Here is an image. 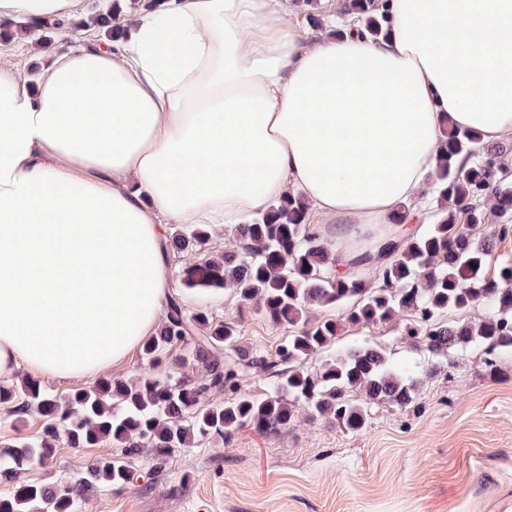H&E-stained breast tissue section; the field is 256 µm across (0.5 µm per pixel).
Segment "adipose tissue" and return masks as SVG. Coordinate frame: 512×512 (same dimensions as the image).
I'll return each instance as SVG.
<instances>
[{
	"label": "adipose tissue",
	"mask_w": 512,
	"mask_h": 512,
	"mask_svg": "<svg viewBox=\"0 0 512 512\" xmlns=\"http://www.w3.org/2000/svg\"><path fill=\"white\" fill-rule=\"evenodd\" d=\"M388 3L379 41L307 45L282 0H169L60 46L36 86L0 59V378L121 364L169 302L168 225L239 224L292 186L346 256L421 195L446 123L512 138V0Z\"/></svg>",
	"instance_id": "ef3b65f1"
}]
</instances>
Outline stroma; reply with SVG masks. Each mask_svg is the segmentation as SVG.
<instances>
[{
  "instance_id": "obj_1",
  "label": "stroma",
  "mask_w": 512,
  "mask_h": 512,
  "mask_svg": "<svg viewBox=\"0 0 512 512\" xmlns=\"http://www.w3.org/2000/svg\"><path fill=\"white\" fill-rule=\"evenodd\" d=\"M347 2L285 0V8L289 23L311 44L358 25ZM13 28L18 36L0 41V58L37 81L53 57V44L44 40L50 29L29 30L19 19ZM234 245L226 228L214 226L193 253L169 248L171 290L188 311L239 321L242 348L275 354L291 327L243 307L232 291L202 294L180 282L187 262ZM402 327L399 318L347 327L333 350L376 343L394 360L426 367L431 356L413 348ZM448 359L452 369L427 377L412 406H375L360 432H345L300 406L293 424L277 432L243 428L227 439L212 436L176 449L162 466L147 455L125 460L133 480L98 486L82 500V512H512V351L490 353L475 344L450 349ZM145 373L194 379L202 367L176 345L160 365L136 350L111 371L124 378ZM101 458L121 459V450L109 440L61 448L49 467L28 469L24 478L66 487Z\"/></svg>"
}]
</instances>
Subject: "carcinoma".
<instances>
[{
  "label": "carcinoma",
  "mask_w": 512,
  "mask_h": 512,
  "mask_svg": "<svg viewBox=\"0 0 512 512\" xmlns=\"http://www.w3.org/2000/svg\"><path fill=\"white\" fill-rule=\"evenodd\" d=\"M347 8L361 19L356 33L374 39L386 35L382 0H349ZM113 20L108 10L91 25L111 41L122 35ZM509 154L511 142L484 144L478 132L447 124L433 172L438 202L433 222L423 230L391 234L376 251L351 255L341 270L331 245L307 223L306 203L289 192L263 214L232 226L237 250L182 269L185 287L231 289L255 312L294 328L273 356L235 346L236 323L215 322L204 311L188 315L173 296L143 354L155 363L167 347L184 345L204 367L201 378L108 376L65 395L50 393L30 377L18 386L1 383L0 406L18 417L35 410L42 426L33 438L0 443V476L17 481L14 494L0 498V512H74L83 492L128 481L127 467L106 458L69 487L20 480L33 461L52 462L63 445L94 448L110 439L127 456L148 453L161 464L175 449L212 435L226 437L243 427L259 433L286 429L301 404L348 432L363 430L375 405L414 404L420 378L410 367L390 363L376 344L353 345L306 366L307 359L335 344L346 324L407 316L404 335L437 356L471 344L512 350V262L487 273L495 244L512 237V176L504 167ZM491 214L497 223L482 235ZM208 235L209 225L193 224L173 243L192 250ZM365 271L374 274L377 285L363 276ZM479 305L485 307L481 319L450 320ZM332 306L344 308L339 318L308 321L310 308ZM253 375L268 383L266 394L241 391ZM211 394L224 395V401L210 402Z\"/></svg>",
  "instance_id": "cac0c4a2"
}]
</instances>
